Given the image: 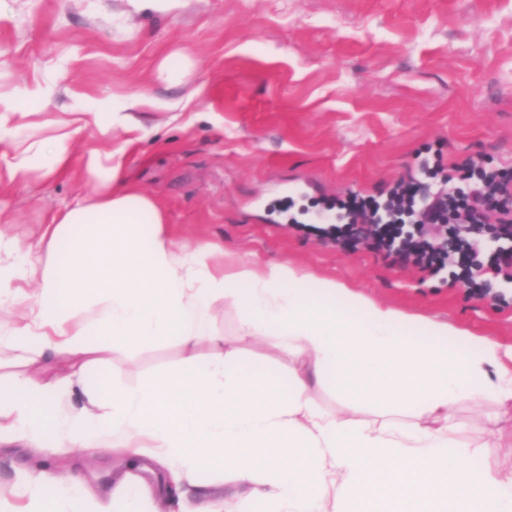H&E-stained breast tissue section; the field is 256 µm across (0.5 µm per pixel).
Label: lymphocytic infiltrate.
I'll list each match as a JSON object with an SVG mask.
<instances>
[{
  "label": "lymphocytic infiltrate",
  "mask_w": 512,
  "mask_h": 512,
  "mask_svg": "<svg viewBox=\"0 0 512 512\" xmlns=\"http://www.w3.org/2000/svg\"><path fill=\"white\" fill-rule=\"evenodd\" d=\"M443 180L444 188L429 192L400 178L380 200L351 195L336 201L338 223L330 232L336 240L365 242L375 252L433 274L449 270L452 283L484 296L492 278L512 277V250L483 252L475 227L490 220L512 225V176L473 160L449 167ZM456 180L463 189L448 193L447 183ZM407 223L415 231L405 237L399 227ZM480 252L486 262L469 264V256Z\"/></svg>",
  "instance_id": "obj_1"
}]
</instances>
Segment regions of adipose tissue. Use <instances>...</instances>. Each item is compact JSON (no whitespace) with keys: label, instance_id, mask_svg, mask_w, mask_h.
Here are the masks:
<instances>
[{"label":"adipose tissue","instance_id":"1","mask_svg":"<svg viewBox=\"0 0 512 512\" xmlns=\"http://www.w3.org/2000/svg\"><path fill=\"white\" fill-rule=\"evenodd\" d=\"M142 100L106 113L101 134L123 133L110 151H87L86 195L52 216L36 243L0 223V346L14 357L0 384V442L33 447L151 451L171 467L159 492L176 496L200 470L224 466L267 512H512V476L470 464L447 426L449 404L488 393L512 398V356L448 322L417 321L313 279L289 263L225 259L203 238L178 240L149 195L124 178L145 127ZM85 113L35 122L0 104V177L65 170ZM235 302L239 336H273L304 367L287 386L223 350L217 304ZM423 323L427 341L411 336ZM175 337L187 364L101 403L91 384L108 354ZM464 340L467 356L449 350ZM331 377L347 413L324 415L309 394ZM367 406L390 411L359 419ZM23 512H147L137 495L103 503L81 484L33 471L15 489Z\"/></svg>","mask_w":512,"mask_h":512}]
</instances>
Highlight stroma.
I'll return each instance as SVG.
<instances>
[{"instance_id": "obj_1", "label": "stroma", "mask_w": 512, "mask_h": 512, "mask_svg": "<svg viewBox=\"0 0 512 512\" xmlns=\"http://www.w3.org/2000/svg\"><path fill=\"white\" fill-rule=\"evenodd\" d=\"M180 53L177 80L156 79L158 64ZM49 110L110 111L142 95L191 99L178 123L145 130L126 175L163 207L172 236L204 237L229 259L287 262L317 278L410 316L445 321L512 351V306L472 298L383 254L349 249L316 223H279L287 203L308 209L325 198L379 197L401 176L428 183L421 160L444 165L483 158L512 162V0H176L168 9L131 0H0V93L22 102L34 90ZM96 126L76 136L68 168L0 186V212L31 238L48 214L88 184L84 154L111 148ZM238 309L213 316L225 348L243 347L274 374L299 361L273 337L241 344ZM175 339L112 353L93 382L104 396L135 388L184 364ZM478 444L473 464L512 471V399H463L448 408ZM78 477L110 500L126 470L124 455L88 458L47 444L0 445V496L11 497L35 461ZM244 493L220 470L185 488L180 512L200 500Z\"/></svg>"}]
</instances>
